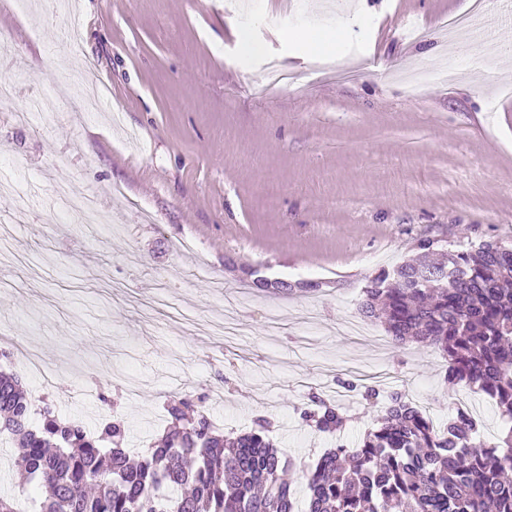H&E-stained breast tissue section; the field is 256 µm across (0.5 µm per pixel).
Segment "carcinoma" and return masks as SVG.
<instances>
[{
  "mask_svg": "<svg viewBox=\"0 0 512 512\" xmlns=\"http://www.w3.org/2000/svg\"><path fill=\"white\" fill-rule=\"evenodd\" d=\"M425 255L368 279L361 310L396 344L432 346L448 359L445 380L494 401L512 421V250L484 242ZM162 438L141 455L125 448L115 416L88 431L47 403L33 423L22 379L0 370V434L18 448L28 483L48 495L34 512H296L293 468L269 422L224 435L204 397L183 391L165 402ZM306 425L333 433L339 407L313 395ZM306 512H512V425L493 445L465 413L438 432L398 392L354 448H329L305 472Z\"/></svg>",
  "mask_w": 512,
  "mask_h": 512,
  "instance_id": "1",
  "label": "carcinoma"
}]
</instances>
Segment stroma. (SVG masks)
<instances>
[{
	"mask_svg": "<svg viewBox=\"0 0 512 512\" xmlns=\"http://www.w3.org/2000/svg\"><path fill=\"white\" fill-rule=\"evenodd\" d=\"M480 2L502 17L485 53L455 44L446 17ZM49 0L0 6L12 35L0 77L46 107L30 125L0 110V195L17 258L0 257V323L37 344L57 379L90 392L76 410L27 384L33 407L59 402L96 428L99 399L121 400L131 444L163 434L174 387L225 392L224 430L260 416L304 470L377 417L366 388L457 412L460 387L431 347L396 346L358 305L380 268L429 239L512 247V0ZM248 32L262 51L243 55ZM332 35L329 45L311 35ZM91 69L94 103L68 111ZM425 69L410 89L398 73ZM119 187L109 229L62 223L54 190ZM265 287H256V280ZM333 396L339 437L305 426L311 394Z\"/></svg>",
	"mask_w": 512,
	"mask_h": 512,
	"instance_id": "35a3bbf8",
	"label": "stroma"
}]
</instances>
